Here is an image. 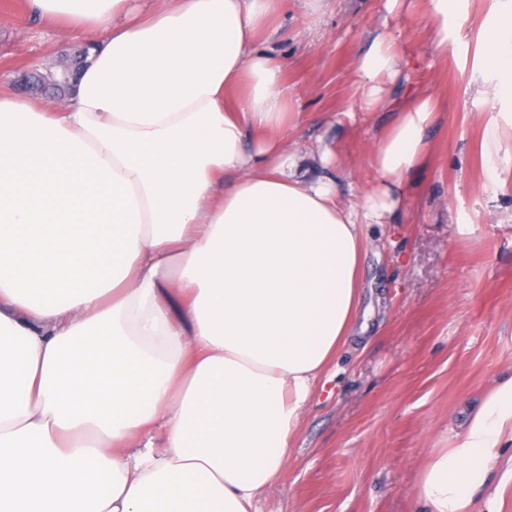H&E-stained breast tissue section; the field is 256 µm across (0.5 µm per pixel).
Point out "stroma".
Wrapping results in <instances>:
<instances>
[{
  "mask_svg": "<svg viewBox=\"0 0 512 512\" xmlns=\"http://www.w3.org/2000/svg\"><path fill=\"white\" fill-rule=\"evenodd\" d=\"M498 0H454L448 44L431 39L430 0H286L258 34L283 66L293 132L307 152L302 176L317 178V141L336 147L344 199L371 191L370 155L394 123L391 111L359 110L352 64L382 32L408 60L390 92L429 88L440 102L428 130V161L405 178L404 205L389 224H367L360 307L368 331L330 365L290 444L277 489L260 512H415L420 465L448 447L492 382L512 372V162L493 184L481 156L487 124L512 150V105L477 94L483 31ZM65 26L31 19L22 0H0V80L44 71Z\"/></svg>",
  "mask_w": 512,
  "mask_h": 512,
  "instance_id": "35a3bbf8",
  "label": "stroma"
}]
</instances>
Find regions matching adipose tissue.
I'll list each match as a JSON object with an SVG mask.
<instances>
[{
	"label": "adipose tissue",
	"instance_id": "obj_1",
	"mask_svg": "<svg viewBox=\"0 0 512 512\" xmlns=\"http://www.w3.org/2000/svg\"><path fill=\"white\" fill-rule=\"evenodd\" d=\"M284 0H26L89 64L54 108L0 95V512H259L360 317L366 224L428 156L438 104H390L397 40L353 65L398 118L355 204L298 173L282 67L255 32ZM483 68L512 103V0ZM241 98H234L237 88ZM512 375L430 454L419 512H504Z\"/></svg>",
	"mask_w": 512,
	"mask_h": 512
}]
</instances>
